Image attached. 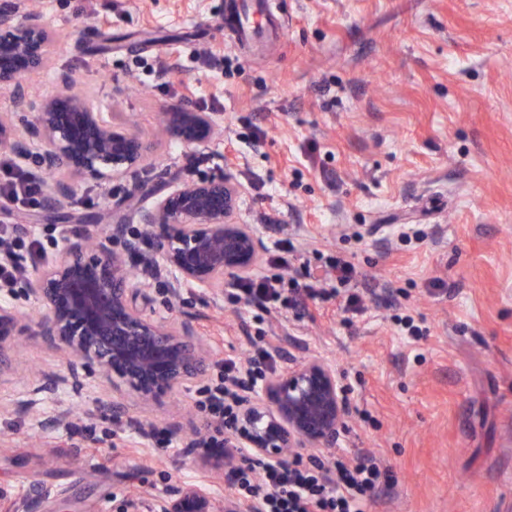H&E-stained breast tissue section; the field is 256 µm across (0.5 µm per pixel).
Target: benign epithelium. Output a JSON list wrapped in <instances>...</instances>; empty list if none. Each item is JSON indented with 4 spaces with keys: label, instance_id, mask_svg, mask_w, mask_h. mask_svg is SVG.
Wrapping results in <instances>:
<instances>
[{
    "label": "benign epithelium",
    "instance_id": "1",
    "mask_svg": "<svg viewBox=\"0 0 512 512\" xmlns=\"http://www.w3.org/2000/svg\"><path fill=\"white\" fill-rule=\"evenodd\" d=\"M55 37L35 12L17 16L12 5L0 8V87L27 102L26 81L49 65ZM172 134L184 145L207 142L217 130L210 112L178 108L165 114ZM8 145L35 157L49 171L69 170L89 177L126 179L132 191L142 188L139 167L146 147L135 134L112 125L77 91L53 95L35 105L32 119L16 131ZM239 188L224 177L202 178L169 188L152 189L154 205L140 211L141 223L159 230L162 246L153 259L168 277V290L178 298L188 288L224 295V280L240 277L263 253L261 238L248 224L233 221ZM72 188L58 182L49 210L65 212ZM138 247L123 224L62 241L60 258L36 274L20 272L23 295L43 310L38 331L67 350L71 358L118 397L158 400L203 376L206 357L190 339L189 327L147 315L137 293L147 284L133 281L126 257ZM0 298V367L11 345L24 335L13 305ZM349 415V402L335 363L312 354L268 376L244 394L242 407L217 450L199 436L186 442L204 473L217 475L239 459L278 465L304 448L336 443ZM150 512H257L253 506L215 501L202 484H185L156 498Z\"/></svg>",
    "mask_w": 512,
    "mask_h": 512
}]
</instances>
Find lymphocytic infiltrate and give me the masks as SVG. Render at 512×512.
Segmentation results:
<instances>
[{"instance_id": "1", "label": "lymphocytic infiltrate", "mask_w": 512, "mask_h": 512, "mask_svg": "<svg viewBox=\"0 0 512 512\" xmlns=\"http://www.w3.org/2000/svg\"><path fill=\"white\" fill-rule=\"evenodd\" d=\"M292 251L289 241H278L270 263L279 267V274L237 279L228 286L230 296L267 312L289 308L305 312L310 304L339 300L348 324L366 313L356 287L358 271L348 255L330 257L325 273L303 284L281 274ZM272 364L271 344L264 340L254 343L245 361L224 359L216 382L198 392V412L206 419L232 424L241 391L257 385ZM227 481L231 496L259 503L262 512H367L376 492L387 484L388 471L371 454L351 461L336 455L309 465L296 459L272 466L246 458L230 469Z\"/></svg>"}]
</instances>
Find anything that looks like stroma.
<instances>
[{"label":"stroma","mask_w":512,"mask_h":512,"mask_svg":"<svg viewBox=\"0 0 512 512\" xmlns=\"http://www.w3.org/2000/svg\"><path fill=\"white\" fill-rule=\"evenodd\" d=\"M56 41L30 97L61 92V73L113 123L148 146L142 179L226 177L243 188L234 219L265 248L292 238L302 260L352 256L374 290L346 325L336 305L308 317L262 311L163 279L137 303L194 331L209 363L244 358L241 324L277 347L275 370L308 354L335 362L350 415L336 452L380 459L389 480L369 512H512V0H277L283 37L258 56L239 50L228 0H25ZM194 88L183 98L181 82ZM215 113L218 134L183 147L159 120L170 105ZM64 219L0 199V224L29 225L57 256L83 217L115 223L127 181L59 171ZM414 317L418 337L398 323ZM70 357L40 335L19 337L0 368V512L35 485L55 496L36 512H129L194 482L182 434L203 419L196 383L125 398L85 374L44 375ZM65 422L38 432L28 402ZM173 430L170 447L140 434Z\"/></svg>","instance_id":"stroma-1"}]
</instances>
